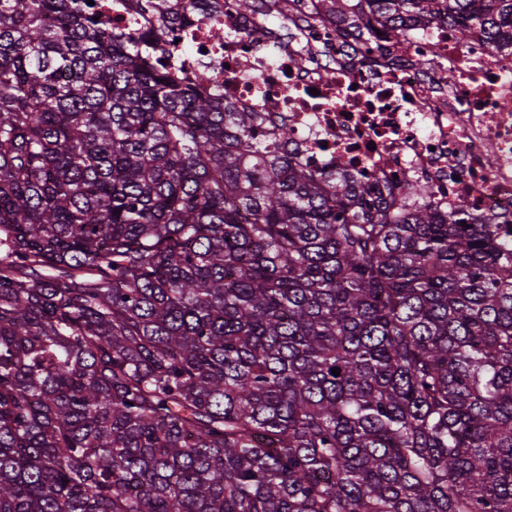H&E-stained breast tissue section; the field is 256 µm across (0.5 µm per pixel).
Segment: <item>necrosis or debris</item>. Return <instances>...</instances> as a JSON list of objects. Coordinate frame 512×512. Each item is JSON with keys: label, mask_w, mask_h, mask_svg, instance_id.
Returning a JSON list of instances; mask_svg holds the SVG:
<instances>
[{"label": "necrosis or debris", "mask_w": 512, "mask_h": 512, "mask_svg": "<svg viewBox=\"0 0 512 512\" xmlns=\"http://www.w3.org/2000/svg\"><path fill=\"white\" fill-rule=\"evenodd\" d=\"M93 2L114 29L140 35L182 15L171 58L182 81L208 69L212 91L262 113L267 132L287 126L289 150L311 167L346 162L378 196L427 182L440 210L462 201L482 221L512 218V49L479 34L462 44L433 24L356 41L299 0H263L251 16L235 0H209L218 31L197 0H157L151 13L136 0ZM440 69L455 81L440 82Z\"/></svg>", "instance_id": "4bbe7bcc"}]
</instances>
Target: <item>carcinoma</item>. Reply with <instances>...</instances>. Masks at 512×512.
<instances>
[{"mask_svg": "<svg viewBox=\"0 0 512 512\" xmlns=\"http://www.w3.org/2000/svg\"><path fill=\"white\" fill-rule=\"evenodd\" d=\"M95 16L0 0V512H512V229L303 165L162 63L178 18Z\"/></svg>", "mask_w": 512, "mask_h": 512, "instance_id": "cac0c4a2", "label": "carcinoma"}]
</instances>
